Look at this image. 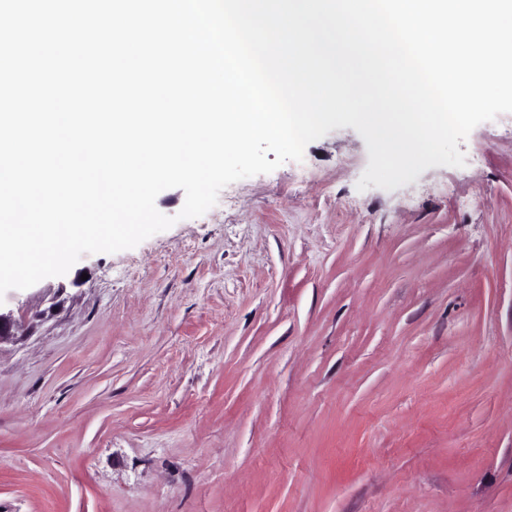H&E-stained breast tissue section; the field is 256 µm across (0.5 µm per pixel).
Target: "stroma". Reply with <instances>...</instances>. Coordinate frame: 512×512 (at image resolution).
<instances>
[{"instance_id":"1","label":"stroma","mask_w":512,"mask_h":512,"mask_svg":"<svg viewBox=\"0 0 512 512\" xmlns=\"http://www.w3.org/2000/svg\"><path fill=\"white\" fill-rule=\"evenodd\" d=\"M356 184L354 128L8 291L0 512H512V113Z\"/></svg>"}]
</instances>
